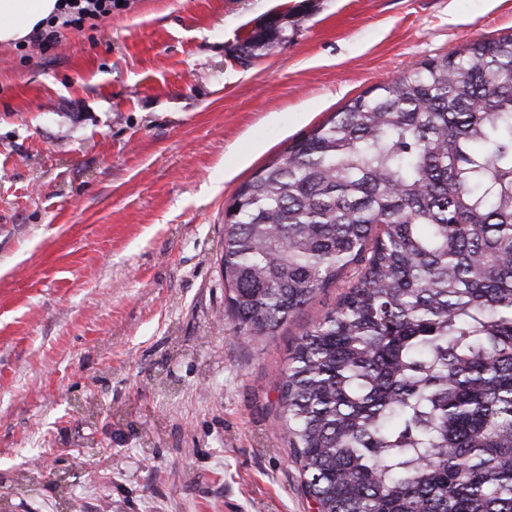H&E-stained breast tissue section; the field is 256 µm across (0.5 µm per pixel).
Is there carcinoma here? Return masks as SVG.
<instances>
[{
    "mask_svg": "<svg viewBox=\"0 0 512 512\" xmlns=\"http://www.w3.org/2000/svg\"><path fill=\"white\" fill-rule=\"evenodd\" d=\"M269 18L240 49L281 40ZM221 267L297 340L280 418L318 512H512V34L350 100L237 189Z\"/></svg>",
    "mask_w": 512,
    "mask_h": 512,
    "instance_id": "1",
    "label": "carcinoma"
}]
</instances>
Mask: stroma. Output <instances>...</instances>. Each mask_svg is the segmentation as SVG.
Returning a JSON list of instances; mask_svg holds the SVG:
<instances>
[{
    "instance_id": "1",
    "label": "stroma",
    "mask_w": 512,
    "mask_h": 512,
    "mask_svg": "<svg viewBox=\"0 0 512 512\" xmlns=\"http://www.w3.org/2000/svg\"><path fill=\"white\" fill-rule=\"evenodd\" d=\"M511 32L512 0H125L0 45V512H316L277 379L346 284L236 333L224 211L351 99ZM282 28L277 17H270L260 28L246 38L240 49L246 56H256L255 50H270L281 40Z\"/></svg>"
}]
</instances>
